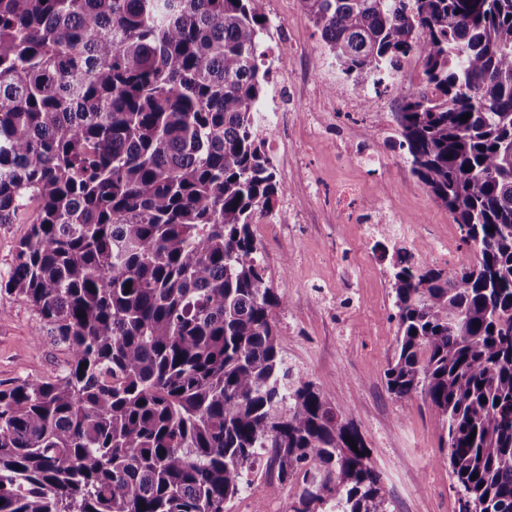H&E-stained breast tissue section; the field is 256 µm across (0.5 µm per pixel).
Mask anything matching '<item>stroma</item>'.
<instances>
[{"label": "stroma", "instance_id": "35a3bbf8", "mask_svg": "<svg viewBox=\"0 0 512 512\" xmlns=\"http://www.w3.org/2000/svg\"><path fill=\"white\" fill-rule=\"evenodd\" d=\"M263 12L270 74L257 124L285 192L253 230L269 285L284 300L273 318L285 366L291 380L312 382L354 420L381 476L387 512H458L438 417L420 397L402 407L385 380L396 346L385 249L426 250L429 264L445 269L467 254L447 209L392 145V114L416 82L418 62L406 59L404 74L368 99L364 87L339 75L301 0H264ZM346 142L368 148L376 164L353 162ZM366 200L382 212V233L369 235L351 219L350 206ZM37 207L30 202L14 223L0 224V282ZM38 325L24 298L0 293V389L64 369L66 350L36 338ZM265 473L255 468L229 512H289L297 486L269 494Z\"/></svg>", "mask_w": 512, "mask_h": 512}]
</instances>
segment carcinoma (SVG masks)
Wrapping results in <instances>:
<instances>
[{
	"mask_svg": "<svg viewBox=\"0 0 512 512\" xmlns=\"http://www.w3.org/2000/svg\"><path fill=\"white\" fill-rule=\"evenodd\" d=\"M261 3L0 0V224L38 202L4 290L68 352L0 390V512H226L262 453L291 512H386L357 427L282 370ZM303 3L347 80L421 61L396 145L474 259L396 252L386 385L440 418L459 512H512V0Z\"/></svg>",
	"mask_w": 512,
	"mask_h": 512,
	"instance_id": "cac0c4a2",
	"label": "carcinoma"
}]
</instances>
